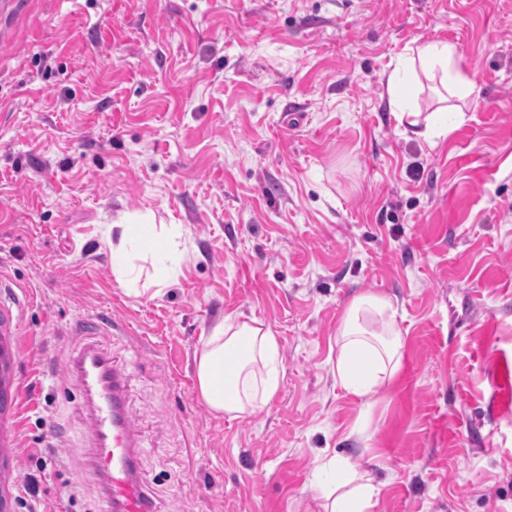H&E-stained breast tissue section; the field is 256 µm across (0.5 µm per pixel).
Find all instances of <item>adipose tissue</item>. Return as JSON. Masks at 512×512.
<instances>
[{
  "mask_svg": "<svg viewBox=\"0 0 512 512\" xmlns=\"http://www.w3.org/2000/svg\"><path fill=\"white\" fill-rule=\"evenodd\" d=\"M410 71H418L441 85L442 95L434 112L422 114L398 110L403 96L398 75H390L387 92L395 118L415 137L437 146L454 126L463 122L460 107L474 91L473 73L458 64L455 44L433 41L411 49ZM139 244L154 259L164 258L168 237L153 224H123L112 246V268L123 286L134 285L139 275L128 260V248ZM396 312L384 297L361 295L353 299L342 321L336 354V376L347 390L369 398L390 380L401 360V340L395 330ZM279 345L261 321L228 316L217 325L196 357L198 389L209 410L238 418L273 397L279 386ZM335 496L327 512H374L378 503L375 486L344 471L336 479Z\"/></svg>",
  "mask_w": 512,
  "mask_h": 512,
  "instance_id": "1",
  "label": "adipose tissue"
}]
</instances>
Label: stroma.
I'll return each mask as SVG.
<instances>
[{"label":"stroma","mask_w":512,"mask_h":512,"mask_svg":"<svg viewBox=\"0 0 512 512\" xmlns=\"http://www.w3.org/2000/svg\"><path fill=\"white\" fill-rule=\"evenodd\" d=\"M427 41L476 80L434 147L386 90ZM145 221L179 247L160 266L131 249L135 296L107 232ZM362 293L403 344L368 401L335 367ZM228 316L279 343L277 392L239 419L197 387ZM5 335L10 512L101 506L88 352L124 377L155 512H324L341 467L375 512H512V408L490 405L512 361V0H0Z\"/></svg>","instance_id":"stroma-1"}]
</instances>
